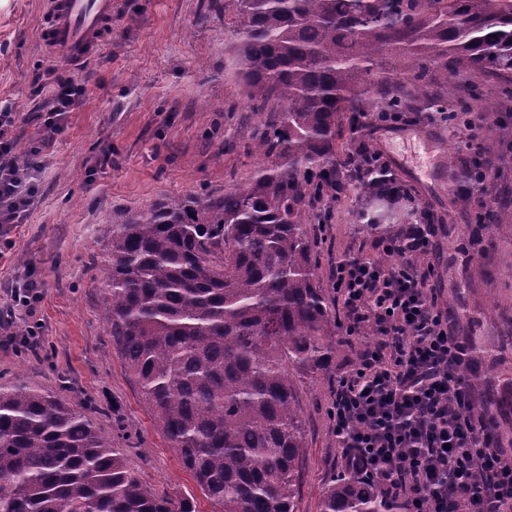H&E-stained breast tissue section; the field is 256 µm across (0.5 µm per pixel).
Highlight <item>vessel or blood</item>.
Wrapping results in <instances>:
<instances>
[{"label":"vessel or blood","instance_id":"obj_1","mask_svg":"<svg viewBox=\"0 0 512 512\" xmlns=\"http://www.w3.org/2000/svg\"><path fill=\"white\" fill-rule=\"evenodd\" d=\"M48 5L53 47L75 59L87 58L93 35L112 14V0H48Z\"/></svg>","mask_w":512,"mask_h":512}]
</instances>
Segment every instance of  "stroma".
<instances>
[{
  "instance_id": "1",
  "label": "stroma",
  "mask_w": 512,
  "mask_h": 512,
  "mask_svg": "<svg viewBox=\"0 0 512 512\" xmlns=\"http://www.w3.org/2000/svg\"><path fill=\"white\" fill-rule=\"evenodd\" d=\"M46 0H0V110L13 112L16 156L44 139L38 86L74 79L85 87L64 129L47 141L44 172L34 174L36 200L18 224H0V384L39 387L84 400L86 414L151 489L195 496L199 512H215L183 468L141 400L107 336L101 312L106 255L102 230L113 214L196 194H222L251 177V128L267 120L248 101L233 53L239 37L224 0H112L89 59L59 61L46 42ZM447 87L449 107L493 92L502 116L512 115V86L470 73L466 81L432 72ZM415 124L369 127L366 144L382 153L412 194L414 209L437 227L440 260L432 278L474 367L478 413L494 420L501 448L512 452V397L500 380L512 377V235L484 232L475 259L469 231L487 210L512 212V145L498 140L496 118L455 127L422 110ZM494 149L493 191L464 176L478 147ZM467 204H460V197ZM363 199H320L324 216L317 253L321 287L337 261L376 235L359 217ZM41 286L36 314L11 296L15 284ZM331 364L295 382L305 421L297 512H319L341 450L328 416L336 379L353 368L374 336L348 335L338 323Z\"/></svg>"
}]
</instances>
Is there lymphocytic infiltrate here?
Listing matches in <instances>:
<instances>
[{
	"instance_id": "1",
	"label": "lymphocytic infiltrate",
	"mask_w": 512,
	"mask_h": 512,
	"mask_svg": "<svg viewBox=\"0 0 512 512\" xmlns=\"http://www.w3.org/2000/svg\"><path fill=\"white\" fill-rule=\"evenodd\" d=\"M85 92L67 80L51 88L43 127L55 134ZM0 113V224H16L35 202L29 176L19 174L15 142ZM417 261L389 265L398 245L339 261L331 279L350 332L377 336L358 363L338 377L329 418L342 450L337 468L353 471L403 512H512V456L496 445L474 413L473 391L460 368L465 348L431 286L434 228L415 226Z\"/></svg>"
}]
</instances>
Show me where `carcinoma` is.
I'll return each instance as SVG.
<instances>
[{
  "mask_svg": "<svg viewBox=\"0 0 512 512\" xmlns=\"http://www.w3.org/2000/svg\"><path fill=\"white\" fill-rule=\"evenodd\" d=\"M247 99L274 118L250 134L261 157L222 195L158 202L105 230L102 320L142 401L220 512H296L305 428L295 378L336 354L316 274L314 202L328 189L410 197L389 165L360 148L336 165L345 134L375 112H447L433 68L512 83V0H224ZM404 59L395 73L376 61ZM467 179L491 191L488 156ZM0 512H198L152 491L82 403L0 385ZM320 512H398L356 474L331 480Z\"/></svg>",
  "mask_w": 512,
  "mask_h": 512,
  "instance_id": "cac0c4a2",
  "label": "carcinoma"
}]
</instances>
